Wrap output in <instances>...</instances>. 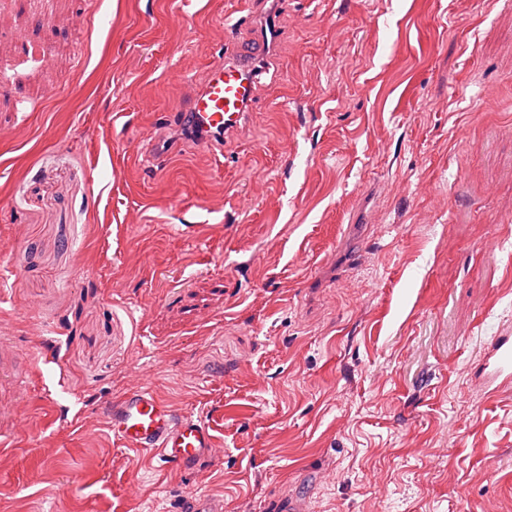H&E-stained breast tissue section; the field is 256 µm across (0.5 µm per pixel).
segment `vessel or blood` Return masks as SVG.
<instances>
[{
    "mask_svg": "<svg viewBox=\"0 0 512 512\" xmlns=\"http://www.w3.org/2000/svg\"><path fill=\"white\" fill-rule=\"evenodd\" d=\"M265 93L255 73L251 51L218 63L204 74L200 89L186 111L173 121L197 132L206 148L223 142L228 131L240 128L250 107ZM487 393L512 385V335L501 334L487 346L476 371ZM104 414L114 437L127 447L157 455L184 470L216 456L211 427L201 416L176 413L148 385L129 387L119 399L106 403ZM181 512H224L223 500L209 496L185 499Z\"/></svg>",
    "mask_w": 512,
    "mask_h": 512,
    "instance_id": "vessel-or-blood-1",
    "label": "vessel or blood"
}]
</instances>
